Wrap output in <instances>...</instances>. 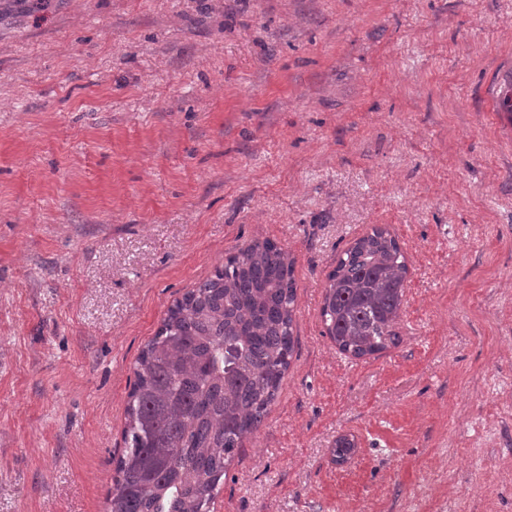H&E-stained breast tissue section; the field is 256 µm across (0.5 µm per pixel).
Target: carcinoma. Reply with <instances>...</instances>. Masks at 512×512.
I'll list each match as a JSON object with an SVG mask.
<instances>
[{
	"label": "carcinoma",
	"mask_w": 512,
	"mask_h": 512,
	"mask_svg": "<svg viewBox=\"0 0 512 512\" xmlns=\"http://www.w3.org/2000/svg\"><path fill=\"white\" fill-rule=\"evenodd\" d=\"M293 265L274 242L256 241L168 308L136 360L105 512H212L226 465L262 426L295 350ZM408 273L381 226L339 256L320 316L341 353L398 345ZM355 448L337 438L336 462Z\"/></svg>",
	"instance_id": "1"
}]
</instances>
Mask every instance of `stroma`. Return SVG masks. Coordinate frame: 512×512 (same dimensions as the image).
<instances>
[{
  "label": "stroma",
  "mask_w": 512,
  "mask_h": 512,
  "mask_svg": "<svg viewBox=\"0 0 512 512\" xmlns=\"http://www.w3.org/2000/svg\"><path fill=\"white\" fill-rule=\"evenodd\" d=\"M511 74L512 0H0V512H104L141 350L264 239L297 345L215 512H512ZM375 226L356 359L320 309ZM408 273L401 245L381 226L339 256L327 276L320 316L341 353L363 358L398 345Z\"/></svg>",
  "instance_id": "1"
}]
</instances>
